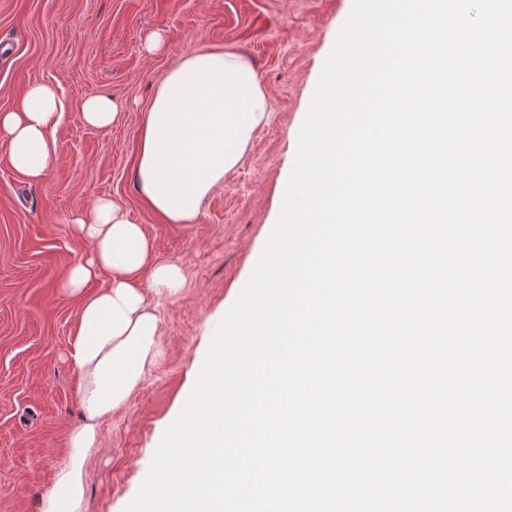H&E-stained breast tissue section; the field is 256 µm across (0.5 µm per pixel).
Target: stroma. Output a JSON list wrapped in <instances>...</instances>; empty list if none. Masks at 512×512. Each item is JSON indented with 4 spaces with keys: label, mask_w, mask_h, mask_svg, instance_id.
I'll return each mask as SVG.
<instances>
[{
    "label": "stroma",
    "mask_w": 512,
    "mask_h": 512,
    "mask_svg": "<svg viewBox=\"0 0 512 512\" xmlns=\"http://www.w3.org/2000/svg\"><path fill=\"white\" fill-rule=\"evenodd\" d=\"M352 2L0 0V111L34 83L54 85L66 102L57 158L41 182L16 171L0 141V512H39L83 422L67 358L77 301L60 286L90 249L73 217L96 199L115 201L158 260L185 276L178 298L158 301L162 357L127 405L102 419L86 467L82 512H123L277 221L294 137ZM154 32L164 46L151 54L145 40ZM213 48L253 62L269 116L196 222L173 224L138 189L139 133L176 58ZM96 93L119 106L106 130L83 119V100Z\"/></svg>",
    "instance_id": "stroma-1"
}]
</instances>
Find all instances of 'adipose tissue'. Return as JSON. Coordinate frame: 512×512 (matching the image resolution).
Segmentation results:
<instances>
[{
    "instance_id": "obj_1",
    "label": "adipose tissue",
    "mask_w": 512,
    "mask_h": 512,
    "mask_svg": "<svg viewBox=\"0 0 512 512\" xmlns=\"http://www.w3.org/2000/svg\"><path fill=\"white\" fill-rule=\"evenodd\" d=\"M268 97L251 61L221 49L192 52L159 80L140 133V192L173 224H191L202 201L243 158L268 114ZM63 115L55 87H26L19 105L0 112V139L10 163L29 182L43 180L57 155L54 133ZM91 249L60 286L78 298V328L67 357L77 376L85 420L71 434L69 463L59 469L40 512H80L85 466L99 442V422L139 388L160 346L159 317L135 277L148 272L157 297L183 288L181 268L157 260L141 225L106 199L73 219ZM108 284L86 293L91 281Z\"/></svg>"
}]
</instances>
